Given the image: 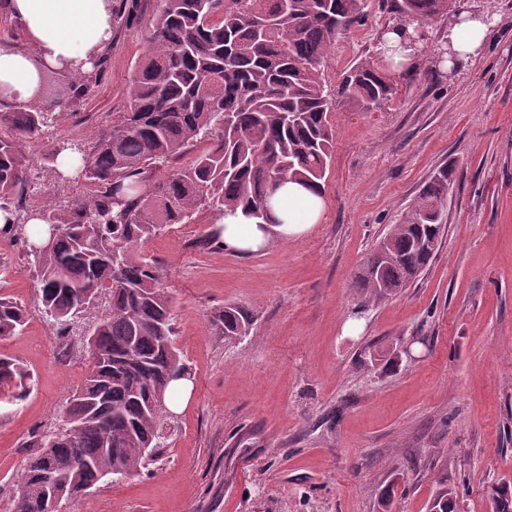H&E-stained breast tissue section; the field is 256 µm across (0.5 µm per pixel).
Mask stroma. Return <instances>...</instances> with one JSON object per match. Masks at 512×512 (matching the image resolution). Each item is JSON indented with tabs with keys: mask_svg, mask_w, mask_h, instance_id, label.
Segmentation results:
<instances>
[{
	"mask_svg": "<svg viewBox=\"0 0 512 512\" xmlns=\"http://www.w3.org/2000/svg\"><path fill=\"white\" fill-rule=\"evenodd\" d=\"M114 3L104 71L77 99L78 77L55 76L60 114L30 144L41 177L25 209L87 194L82 181L58 185L48 154L62 141L92 145L127 110L160 2ZM367 3L321 67L336 139L319 223L237 256L193 247L216 220L202 210L139 247L173 299L193 390L159 459L73 512H377L388 488L392 512H429L440 476L458 489L456 512H492V486L512 483V0H456L421 25L406 70L376 50L400 14L391 0ZM462 12L495 23L477 56L449 67L436 53ZM366 61L394 84L371 110L340 91ZM443 169L441 251L403 294L363 306L351 287L358 269ZM0 295L30 311L0 338V356L31 374L22 396L0 395V512H14L17 476L35 441L63 428L89 357L80 336H57L40 313L25 248L4 237ZM228 304L254 315L229 343L212 323ZM408 338L410 355L395 358Z\"/></svg>",
	"mask_w": 512,
	"mask_h": 512,
	"instance_id": "stroma-1",
	"label": "stroma"
}]
</instances>
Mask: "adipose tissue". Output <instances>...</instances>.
Returning <instances> with one entry per match:
<instances>
[{
  "label": "adipose tissue",
  "instance_id": "ef3b65f1",
  "mask_svg": "<svg viewBox=\"0 0 512 512\" xmlns=\"http://www.w3.org/2000/svg\"><path fill=\"white\" fill-rule=\"evenodd\" d=\"M7 8L29 42L25 49L0 42V98L18 105L32 104L33 88L44 69L86 74L112 41L113 0H7ZM489 31L488 24L461 15L448 31L456 59L477 55ZM325 207L321 190L281 181L270 193L266 218L242 207L224 213L219 220L224 249L254 254L272 239H299L319 222Z\"/></svg>",
  "mask_w": 512,
  "mask_h": 512
}]
</instances>
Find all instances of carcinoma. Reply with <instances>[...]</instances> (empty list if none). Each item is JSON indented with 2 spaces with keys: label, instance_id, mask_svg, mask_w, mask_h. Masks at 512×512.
<instances>
[{
  "label": "carcinoma",
  "instance_id": "carcinoma-1",
  "mask_svg": "<svg viewBox=\"0 0 512 512\" xmlns=\"http://www.w3.org/2000/svg\"><path fill=\"white\" fill-rule=\"evenodd\" d=\"M365 0H161L150 50L131 83L129 108L89 148L68 142L49 153L77 157L67 182L85 178L91 193L39 212L49 236L40 242L15 222L0 237L22 240L32 258L43 313L57 334L100 298L107 313L87 334L91 365L65 409L67 427L42 437L18 479L15 512H61L114 477L129 475L163 448L170 382L186 374L174 347L173 301L154 267L134 253L167 224L203 209L219 215L243 206L265 213L268 193L286 178L320 188L332 156V102L321 65L336 35L359 22ZM450 0H397L408 24L445 13ZM341 90L364 109L393 95L371 62L344 78ZM38 105L0 112V210L16 212L38 186L27 145L55 120L48 80ZM208 146L186 167L152 173L189 147ZM448 171L426 184L412 208L362 264L354 288L365 305L400 295L437 255L445 225ZM203 249H224L221 228ZM30 311L0 296V337L14 335ZM253 315L226 305L213 316L230 341L248 333ZM30 373L0 357V390L26 389ZM457 490L439 482L430 512H455ZM495 512H512V485L492 488Z\"/></svg>",
  "mask_w": 512,
  "mask_h": 512
}]
</instances>
